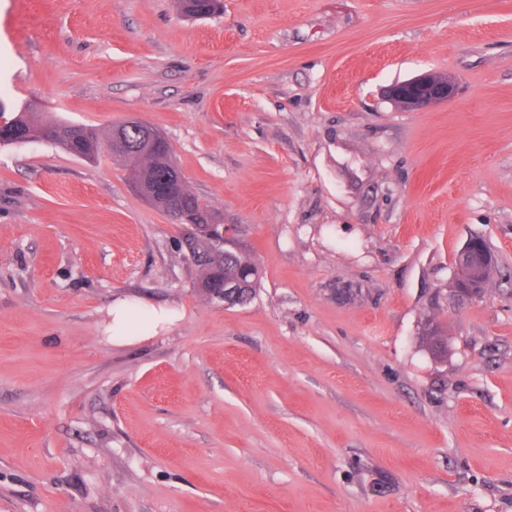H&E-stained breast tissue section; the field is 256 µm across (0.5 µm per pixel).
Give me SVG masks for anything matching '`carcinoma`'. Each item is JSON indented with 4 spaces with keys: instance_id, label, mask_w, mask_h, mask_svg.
Segmentation results:
<instances>
[{
    "instance_id": "cac0c4a2",
    "label": "carcinoma",
    "mask_w": 512,
    "mask_h": 512,
    "mask_svg": "<svg viewBox=\"0 0 512 512\" xmlns=\"http://www.w3.org/2000/svg\"><path fill=\"white\" fill-rule=\"evenodd\" d=\"M180 12L188 18H199L202 12H209L213 5L211 0H193L186 5V0H178ZM68 121L41 122L31 112H19L12 118V123L0 129V144H15L19 141H38L42 136L53 134L50 143L82 159L93 160L112 143L115 129L102 134L96 127L83 137L75 138L70 132ZM124 140L129 144V152L117 154L125 169L131 176L139 179L146 198L152 205L168 210L174 203H179L187 212L205 222L214 215L207 209L200 197L190 191L173 162V152L168 140L159 136V143L152 149H146L147 134L136 123L118 126ZM193 250L197 256L200 274L195 284L197 291L205 297L211 296L210 287L224 278L239 280L240 293L234 304L240 305L250 301L260 282V270L254 258L245 250L215 248L213 242L203 236L195 238ZM420 338L427 349L437 345L448 346L445 329L435 318H429L423 325Z\"/></svg>"
}]
</instances>
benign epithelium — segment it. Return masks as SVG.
<instances>
[{
    "instance_id": "obj_1",
    "label": "benign epithelium",
    "mask_w": 512,
    "mask_h": 512,
    "mask_svg": "<svg viewBox=\"0 0 512 512\" xmlns=\"http://www.w3.org/2000/svg\"><path fill=\"white\" fill-rule=\"evenodd\" d=\"M457 95L456 82L445 74L435 72H424L397 81L384 91L385 98L407 112L452 101ZM232 230L231 224L211 223L205 229V236L219 246H231ZM494 268L496 259L482 248L479 238L469 239L458 251L453 267L457 300L472 301L480 298L487 288V274Z\"/></svg>"
}]
</instances>
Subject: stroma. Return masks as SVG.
<instances>
[{
	"mask_svg": "<svg viewBox=\"0 0 512 512\" xmlns=\"http://www.w3.org/2000/svg\"><path fill=\"white\" fill-rule=\"evenodd\" d=\"M425 71L457 100L381 96ZM0 86L159 129L261 272L206 298L119 159L0 145V512H512V0H0ZM494 255L486 252L478 237L469 239L458 251L453 273V283L458 301H472L483 295L489 279L487 274L496 268ZM147 311L149 313L148 326L151 329L167 323L170 320L169 311L155 308L148 309L142 303L131 304L126 300H116L112 304V330H115L120 336H136L131 333L139 323L140 313ZM447 331H445L443 325L436 318H428L423 325L420 338L423 344L426 345L430 351L436 345H442L444 352L448 346L447 340L444 338Z\"/></svg>",
	"mask_w": 512,
	"mask_h": 512,
	"instance_id": "35a3bbf8",
	"label": "stroma"
}]
</instances>
